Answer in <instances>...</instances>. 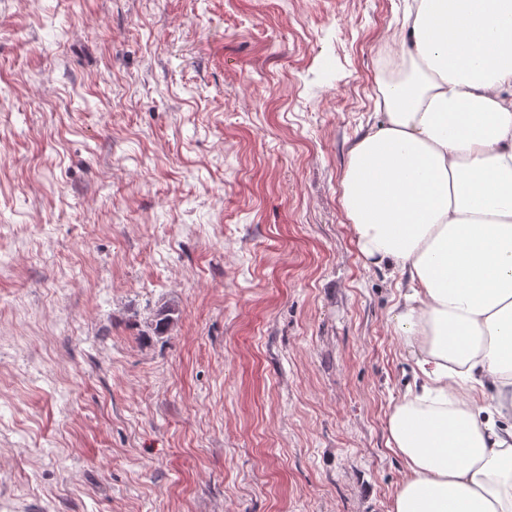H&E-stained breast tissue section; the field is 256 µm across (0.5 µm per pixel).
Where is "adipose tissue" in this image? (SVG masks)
<instances>
[{"label":"adipose tissue","instance_id":"1","mask_svg":"<svg viewBox=\"0 0 512 512\" xmlns=\"http://www.w3.org/2000/svg\"><path fill=\"white\" fill-rule=\"evenodd\" d=\"M391 41L404 71L340 193L366 265L407 284L391 512H512V0H412Z\"/></svg>","mask_w":512,"mask_h":512}]
</instances>
